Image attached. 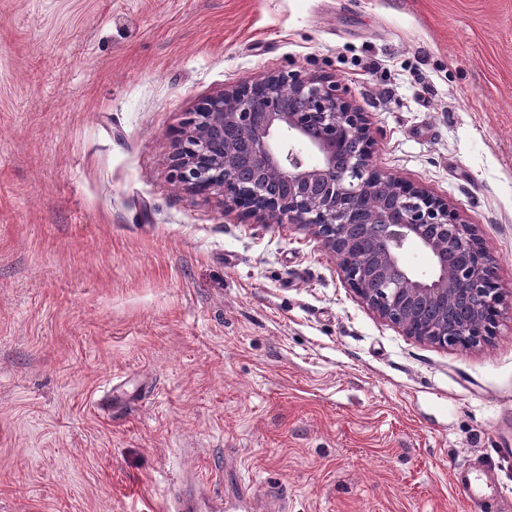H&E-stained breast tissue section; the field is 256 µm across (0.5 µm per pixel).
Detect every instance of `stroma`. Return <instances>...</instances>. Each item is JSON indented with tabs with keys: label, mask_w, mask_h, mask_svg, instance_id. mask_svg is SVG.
<instances>
[{
	"label": "stroma",
	"mask_w": 512,
	"mask_h": 512,
	"mask_svg": "<svg viewBox=\"0 0 512 512\" xmlns=\"http://www.w3.org/2000/svg\"><path fill=\"white\" fill-rule=\"evenodd\" d=\"M301 68L476 224L491 343L403 335L172 181L202 99ZM511 446L512 0H0V512H174L190 475L224 512H472L454 470L512 490Z\"/></svg>",
	"instance_id": "obj_1"
}]
</instances>
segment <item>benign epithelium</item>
<instances>
[{
  "instance_id": "1",
  "label": "benign epithelium",
  "mask_w": 512,
  "mask_h": 512,
  "mask_svg": "<svg viewBox=\"0 0 512 512\" xmlns=\"http://www.w3.org/2000/svg\"><path fill=\"white\" fill-rule=\"evenodd\" d=\"M374 153L369 115L336 76L275 71L188 113L170 168L184 190L221 195L226 217L304 231L344 286L404 335L465 350L489 343L502 316L495 256L448 199L382 169ZM409 247L427 255L428 275L405 265Z\"/></svg>"
}]
</instances>
